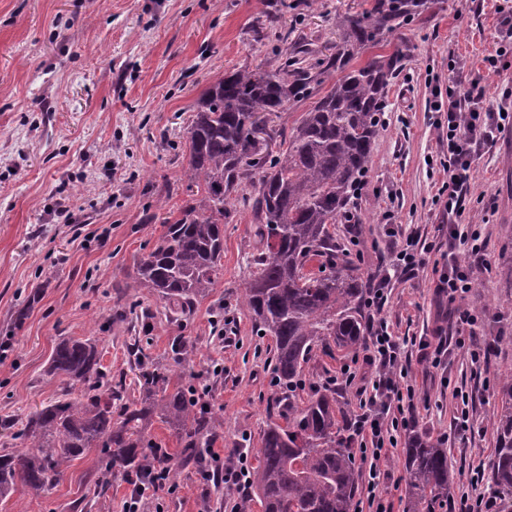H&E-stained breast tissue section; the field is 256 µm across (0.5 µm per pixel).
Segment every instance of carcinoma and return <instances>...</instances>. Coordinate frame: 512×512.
I'll list each match as a JSON object with an SVG mask.
<instances>
[{
    "instance_id": "obj_1",
    "label": "carcinoma",
    "mask_w": 512,
    "mask_h": 512,
    "mask_svg": "<svg viewBox=\"0 0 512 512\" xmlns=\"http://www.w3.org/2000/svg\"><path fill=\"white\" fill-rule=\"evenodd\" d=\"M370 7L344 16L342 39L329 54L297 37L284 62L259 63L214 79L196 105L187 129L189 179L204 188L205 205L186 203L179 217L136 264L137 287L159 301L189 309L207 295L224 264L228 206L250 207L255 249L248 260L245 300L257 332L275 340L274 374L280 394L276 416L264 430L249 495L235 512H353L359 473L344 434L349 413L336 391H316L300 405L293 387L318 346L330 343L356 353L365 348L369 323L362 312L370 284L339 253L332 226L355 216L372 163V149L388 107V88L403 69L409 48L397 44L357 67L351 62L390 43L402 29L433 8L435 0H368ZM312 105L291 127L267 128L293 104ZM280 140L267 151L259 134ZM256 186L249 197L244 187ZM49 373L65 378L79 396L47 405L27 418L24 433L37 447L0 454V499L21 484L33 491L52 486L63 467L89 448L102 456L98 484L113 472L147 477L168 465L167 451L143 436L157 416L179 435L182 453L202 462L217 420L197 408L185 390L170 391L154 369L140 375L138 406L112 417V387L101 371L92 339H63ZM501 407L491 416L495 452L490 480L512 512V377L499 382ZM407 512H433L450 499L453 474L441 441L413 433L403 448Z\"/></svg>"
}]
</instances>
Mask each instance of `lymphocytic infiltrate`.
Here are the masks:
<instances>
[{
  "instance_id": "1",
  "label": "lymphocytic infiltrate",
  "mask_w": 512,
  "mask_h": 512,
  "mask_svg": "<svg viewBox=\"0 0 512 512\" xmlns=\"http://www.w3.org/2000/svg\"><path fill=\"white\" fill-rule=\"evenodd\" d=\"M512 129V90L504 93L497 106L484 103L478 85H471L467 93L452 90L448 93V162L444 172L448 176V198L444 208L448 213V270L438 279L436 289L457 297L469 292L472 285L469 257H482L485 242L478 229L462 230V217L470 190V172L484 149L491 145L501 129ZM389 277H381L371 289L366 301L373 314L370 324L368 361L377 365L372 392L360 403L355 418V433L371 443L373 461H381L390 442V427L415 426V416L406 414L403 401L414 398V390L403 389L406 375L399 343L381 320L388 296Z\"/></svg>"
}]
</instances>
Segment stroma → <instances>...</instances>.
I'll list each match as a JSON object with an SVG mask.
<instances>
[{
  "label": "stroma",
  "instance_id": "1",
  "mask_svg": "<svg viewBox=\"0 0 512 512\" xmlns=\"http://www.w3.org/2000/svg\"><path fill=\"white\" fill-rule=\"evenodd\" d=\"M365 0H0V452L34 448L20 433L26 416L65 398L50 375L53 350L64 338L95 340L101 368L125 405L139 398L130 352L139 343L171 386L193 384L220 422L212 438L222 457H252L274 415L272 337L258 335L243 301L246 259L253 250V215L231 208L224 226V270L189 313L165 307L137 288L135 264L192 196L185 148L187 126L213 77L262 63L278 66L294 31L317 48L340 40L345 13ZM278 11L277 34L256 38L267 14ZM496 0H440L424 21L402 29L410 48L390 88L385 126L376 140L358 200V233L336 227V242L356 257L364 275L380 278L389 260L390 229L436 242L424 271L389 284L382 313L393 335L408 343L407 384L416 395L418 430L448 449L454 497L470 491L480 462L492 461L490 422L498 380L512 374V131L486 148L471 172L473 203L461 221L488 241V265L473 264L478 291L462 304L496 347L475 365L468 348H450L439 367L420 357L419 339L447 328L450 302L437 293V271L448 262V216L440 189V160L448 149L452 82L478 81L488 103L512 87V60L495 72L483 59L497 36ZM466 61L450 72V59ZM496 208L475 201L486 190ZM168 199L157 211V197ZM197 349L192 366L175 361L177 343ZM356 374L336 393L358 412L374 371L364 352L321 347L296 394L307 399L343 367ZM466 408L478 428L468 440L451 429ZM145 434L167 448L172 473L166 489L146 493L140 512H234L239 492L208 481L184 462L176 432L153 419ZM97 450L71 461L50 489L18 488L0 512H123L132 485L94 481Z\"/></svg>",
  "mask_w": 512,
  "mask_h": 512
}]
</instances>
